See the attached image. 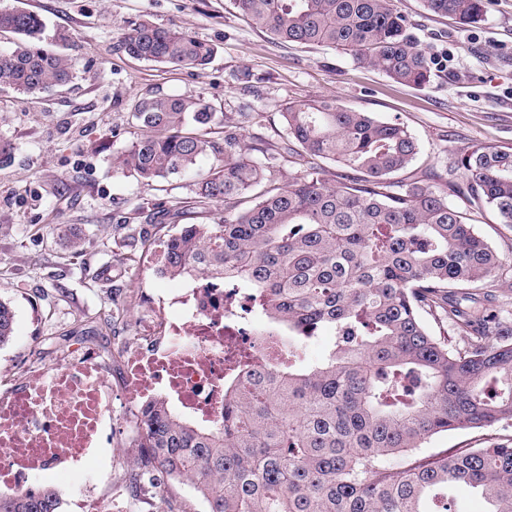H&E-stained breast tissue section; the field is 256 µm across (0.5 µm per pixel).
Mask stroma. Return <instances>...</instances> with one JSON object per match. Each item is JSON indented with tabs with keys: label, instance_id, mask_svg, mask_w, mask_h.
Masks as SVG:
<instances>
[{
	"label": "stroma",
	"instance_id": "obj_1",
	"mask_svg": "<svg viewBox=\"0 0 512 512\" xmlns=\"http://www.w3.org/2000/svg\"><path fill=\"white\" fill-rule=\"evenodd\" d=\"M33 12L45 26V46L66 55L73 80L35 95L0 87V136L14 145L0 166V297L15 312L12 341L0 347V394L31 370L64 365L85 341L118 370L117 343L134 335L127 317L114 329L73 336L74 318L95 320L111 305L109 287L137 298L166 293L180 280L158 274L150 248H128L124 225L138 223L142 199L168 208L192 200L193 177L174 175L146 190L116 174L112 157L132 139L135 102L148 94L203 97L230 118L259 114L247 137L279 145L284 104L333 97L339 104L404 124L420 153L409 178L448 173V160L474 145L512 148V0H484V22L462 32L428 14L422 0H395L412 32L435 62L422 88L394 82L346 53L281 43L238 18L230 0H0ZM157 25L215 44L205 70L159 66L128 56L120 40L140 15ZM478 231L512 265V227L490 209L452 193ZM81 230L85 245L72 254L60 230ZM134 250L136 271L112 273L111 286L92 274ZM124 471L91 461L64 477L46 471L35 487L55 488L61 501L85 495L105 499Z\"/></svg>",
	"mask_w": 512,
	"mask_h": 512
}]
</instances>
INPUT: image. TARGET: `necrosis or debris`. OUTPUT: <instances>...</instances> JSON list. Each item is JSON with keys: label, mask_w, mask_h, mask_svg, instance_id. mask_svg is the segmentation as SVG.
<instances>
[{"label": "necrosis or debris", "mask_w": 512, "mask_h": 512, "mask_svg": "<svg viewBox=\"0 0 512 512\" xmlns=\"http://www.w3.org/2000/svg\"><path fill=\"white\" fill-rule=\"evenodd\" d=\"M250 293L198 279L170 297L141 308L140 335L120 350L124 381L143 398L161 394L180 411L206 421L224 413V381L237 354L271 361L276 343L268 329L239 321ZM116 387L93 348L78 345L56 371H34L0 397V494L31 489L32 477L81 467L94 454L110 418Z\"/></svg>", "instance_id": "1"}]
</instances>
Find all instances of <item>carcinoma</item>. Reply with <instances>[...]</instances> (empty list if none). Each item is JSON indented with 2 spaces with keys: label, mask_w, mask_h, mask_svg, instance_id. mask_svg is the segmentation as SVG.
I'll return each instance as SVG.
<instances>
[{
  "label": "carcinoma",
  "mask_w": 512,
  "mask_h": 512,
  "mask_svg": "<svg viewBox=\"0 0 512 512\" xmlns=\"http://www.w3.org/2000/svg\"><path fill=\"white\" fill-rule=\"evenodd\" d=\"M426 11L468 30L484 21L483 0H422ZM236 13L283 43L342 50L392 80L431 82L433 61L393 0H232ZM33 13L0 7V86L23 94L62 87L69 59L40 44ZM128 54L156 64L204 69L217 47L143 18L124 37ZM140 134L113 168L149 188L171 175H196L188 207L235 210L215 224H186L165 235L160 272L237 279L255 295L253 314L288 328V348L272 365L240 364L224 389V418L205 425L156 395L141 412L138 457L126 488L150 512H185L167 495L187 482L208 512H432L430 494L456 484L481 492L489 512H512V438L416 458L436 435L490 431L512 422V306L492 288L503 257L448 202L451 181L396 185L415 159L407 128L334 99L288 104V141L315 158L361 173L330 183L309 167L275 183L278 152L246 140L200 97L138 99ZM210 156L212 166L198 172ZM470 198L512 226V148L475 145L454 157ZM112 300L102 325L124 316ZM467 336L459 347L433 335L423 316ZM15 314L0 298V346ZM337 336L319 362L303 344ZM409 462L391 464L392 458ZM49 487L0 497V512H59Z\"/></svg>",
  "instance_id": "1"
}]
</instances>
